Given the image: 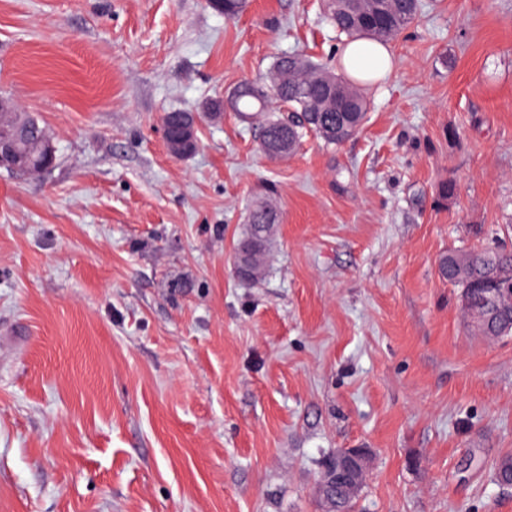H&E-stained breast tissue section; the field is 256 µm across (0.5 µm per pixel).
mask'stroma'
<instances>
[{"label": "stroma", "instance_id": "1", "mask_svg": "<svg viewBox=\"0 0 512 512\" xmlns=\"http://www.w3.org/2000/svg\"><path fill=\"white\" fill-rule=\"evenodd\" d=\"M422 4L360 133L272 161L206 105L283 53L335 66L321 0H0V95L57 147L0 170V512H324L339 448L372 457L354 512H512V337L439 273L512 247V0ZM173 110L201 116L183 160ZM197 119L192 125L182 126L174 135L170 136L167 134L166 127L165 131V145L168 153L176 159H184L192 154L191 146L197 139ZM198 145L194 144L192 149L196 151ZM263 208H268L266 206H259L255 208L249 218V224H247L245 230V237L239 242L240 247L238 251L245 253H254L258 258V269L256 272V276L252 280L259 279L264 272L266 257H267V247L269 244L271 232L273 226H267L264 223L262 216L260 214V210ZM270 209V208H268ZM272 213V211L270 209ZM274 223L276 224V214L274 213ZM362 456L364 458L365 462V468L367 469L368 462H369V455L365 448H346L336 454V456L333 457L335 467L331 472H323L321 480L319 482L318 487V493L323 502H325L329 507V502L327 501L326 497L322 495L319 488L323 487V485L332 483L335 480L339 479L342 475V472L344 471V463L347 462L351 458H355L357 456ZM330 508V507H329Z\"/></svg>", "mask_w": 512, "mask_h": 512}]
</instances>
